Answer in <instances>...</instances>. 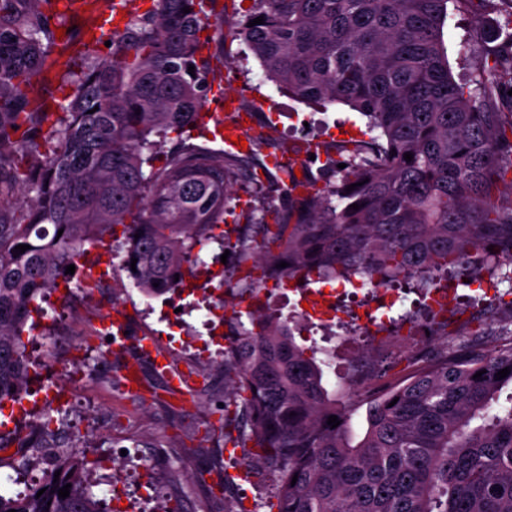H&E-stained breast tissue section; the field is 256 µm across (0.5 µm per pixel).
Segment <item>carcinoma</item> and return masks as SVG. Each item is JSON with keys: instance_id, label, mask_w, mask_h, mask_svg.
<instances>
[{"instance_id": "1", "label": "carcinoma", "mask_w": 512, "mask_h": 512, "mask_svg": "<svg viewBox=\"0 0 512 512\" xmlns=\"http://www.w3.org/2000/svg\"><path fill=\"white\" fill-rule=\"evenodd\" d=\"M60 2L0 0V405L25 392L31 308L85 244L126 225L122 270L145 293L183 285L201 252L224 246V154L184 140L156 151L158 140L193 127L208 100L204 0H154L144 17L97 39L111 42L106 56L84 46L81 71L63 76L74 92L58 104L63 116L41 153L46 113L24 88L56 44ZM448 2L253 0L232 29L277 87L306 103L346 105L378 131L344 142L336 184L276 225L280 246L265 252V273L417 276L429 286L438 271L469 276L480 259L512 280V199L497 192L512 171V82L498 80L512 73V16L509 31L491 32L503 48L471 88L448 67ZM18 245L30 249L17 255ZM249 319V328L231 323L224 361L239 399L237 442L250 447L247 466L260 464L273 483L269 512H512V406L489 414L512 385V347L432 343L429 367L367 400L356 441L354 404L323 385L317 350L297 344L286 320ZM52 456L29 492L0 493V512H104L84 457Z\"/></svg>"}]
</instances>
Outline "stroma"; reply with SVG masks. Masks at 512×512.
I'll use <instances>...</instances> for the list:
<instances>
[{"label": "stroma", "mask_w": 512, "mask_h": 512, "mask_svg": "<svg viewBox=\"0 0 512 512\" xmlns=\"http://www.w3.org/2000/svg\"><path fill=\"white\" fill-rule=\"evenodd\" d=\"M512 13V0H475L471 8L448 6L444 40L453 78L460 83L474 77L485 57L498 49L488 38L489 30L504 24ZM208 53L213 58L214 83L223 85L238 107L258 115L249 132L253 148L245 165L257 171V181L232 175L224 214L223 230L232 246L226 264L212 271L208 283L188 279L186 288L160 296H149L122 271L124 254L100 246L90 248L78 260L75 271L60 274L56 288L39 299L33 326L22 336L31 361L24 404L0 405V432L7 434L9 453L0 458V483L11 492L25 491L42 475L35 464H25L29 451L24 443L34 427L50 421L54 444L76 447L87 461L92 489L104 494L114 485L123 492L125 508L106 502L107 512H229L241 505L248 512H267L271 482L245 476V460L232 441L235 409L232 371L221 357L199 358L197 348L206 336L195 320L197 306L210 305L217 321L248 309L251 297L238 293L246 274L261 276L259 253L240 261L237 243L251 239L253 226L274 225L299 208L305 197L293 189L296 176L322 174L335 181L333 170H321L328 158L342 163L341 136L349 130L366 138L367 119L348 106H326L299 101L265 79L259 61L247 44L231 34L208 28ZM74 67L67 47L55 48L44 72L26 86L29 100L48 103L59 98L60 77ZM318 159H311V147ZM276 151L300 159L299 171L280 172L267 168L265 157ZM99 262L104 277L94 287H84L91 262ZM447 282L462 297L456 311L464 318L467 336L478 338L488 350L504 348L502 337L512 328V306L483 301L478 283H461L456 276ZM131 308L129 342L117 351L95 334V326L112 304ZM183 322H176V312ZM324 335L339 336L337 353L343 362L341 375L325 371L329 391L359 394L360 381L389 364L386 353L362 342L344 318L341 325L323 324ZM155 336L159 347L172 360L193 374L189 396L169 393L165 376L158 373L151 357L138 344L139 336ZM137 365L141 390L124 389V370ZM67 389V400L56 397Z\"/></svg>", "instance_id": "stroma-1"}]
</instances>
